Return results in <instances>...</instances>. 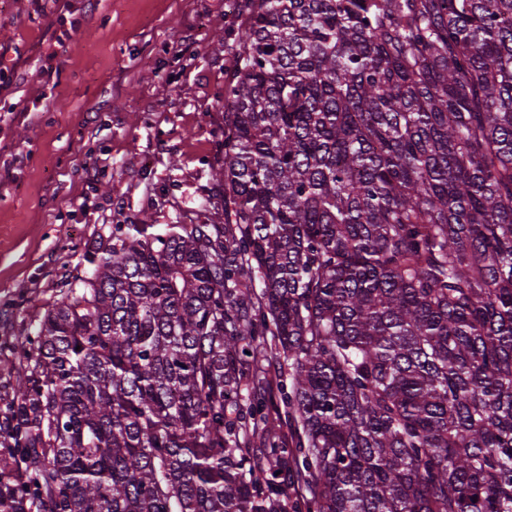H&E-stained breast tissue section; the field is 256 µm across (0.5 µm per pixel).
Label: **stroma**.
<instances>
[{"instance_id": "35a3bbf8", "label": "stroma", "mask_w": 512, "mask_h": 512, "mask_svg": "<svg viewBox=\"0 0 512 512\" xmlns=\"http://www.w3.org/2000/svg\"><path fill=\"white\" fill-rule=\"evenodd\" d=\"M246 6L0 0V343L115 225L223 223L224 74Z\"/></svg>"}]
</instances>
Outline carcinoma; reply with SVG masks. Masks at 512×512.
Here are the masks:
<instances>
[{
  "label": "carcinoma",
  "mask_w": 512,
  "mask_h": 512,
  "mask_svg": "<svg viewBox=\"0 0 512 512\" xmlns=\"http://www.w3.org/2000/svg\"><path fill=\"white\" fill-rule=\"evenodd\" d=\"M240 44L224 223L115 226L0 345V512H512V0Z\"/></svg>",
  "instance_id": "1"
}]
</instances>
